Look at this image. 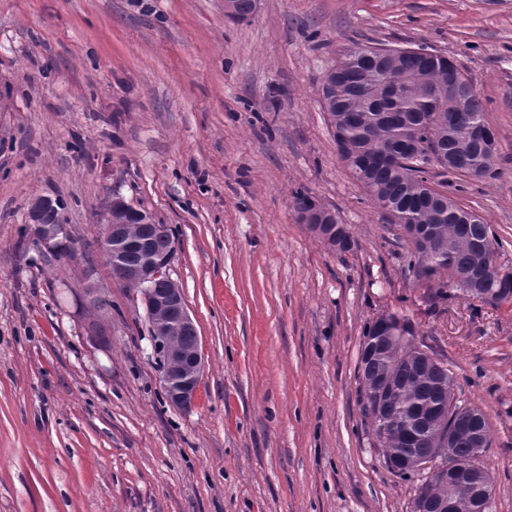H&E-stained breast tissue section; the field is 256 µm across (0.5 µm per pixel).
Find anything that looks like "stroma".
<instances>
[{
    "instance_id": "1",
    "label": "stroma",
    "mask_w": 512,
    "mask_h": 512,
    "mask_svg": "<svg viewBox=\"0 0 512 512\" xmlns=\"http://www.w3.org/2000/svg\"><path fill=\"white\" fill-rule=\"evenodd\" d=\"M471 80L500 175L434 177L512 267V0H0V512H409L357 380L383 313L483 410L491 512H512V301L417 286L399 226L340 159L321 86L356 45ZM303 191L356 247L297 221ZM60 198L54 250L25 234ZM167 225L205 370L169 404L143 295L100 249L114 199Z\"/></svg>"
}]
</instances>
